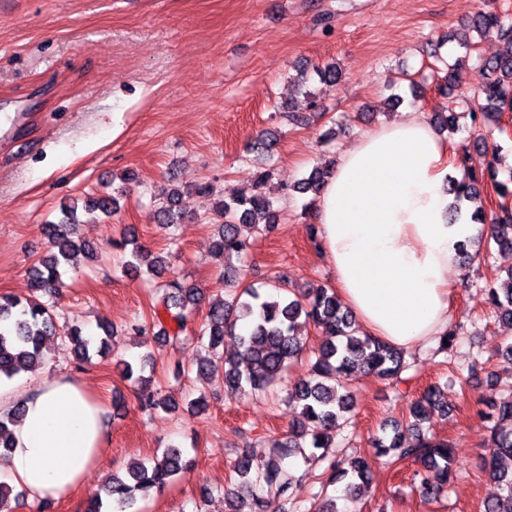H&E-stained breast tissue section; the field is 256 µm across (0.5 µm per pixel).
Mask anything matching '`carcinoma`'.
<instances>
[{"mask_svg":"<svg viewBox=\"0 0 512 512\" xmlns=\"http://www.w3.org/2000/svg\"><path fill=\"white\" fill-rule=\"evenodd\" d=\"M496 31L501 41L500 52L480 62L482 81L478 96L481 103L472 106L462 94L454 93L452 72L444 67L445 76L436 82V90L443 103L437 105L434 124L441 132L453 135L460 131V120L468 121L469 136L477 146L487 147L484 132L499 126L501 116L512 111V16L497 10H483L463 29L448 35L468 51L475 49L470 33ZM320 80L333 84L342 81L343 72L334 63L314 67ZM307 69H300L297 80L298 98L283 108L288 121L298 124L304 113L317 108L316 96L307 88ZM502 158L496 150L490 151L486 167L497 195L506 200L512 198V167L508 178H498ZM463 177L451 180L449 192L454 194L453 216H458L460 204L473 202L480 197L475 173L466 169L465 158L459 159ZM334 163L317 166L309 175L293 186H283L287 195L291 192L312 193L318 196ZM271 177L268 170L253 173L254 192L249 196H231L212 204L216 216V233L212 242L214 256L221 260L224 272L225 296L209 303L205 316L193 326L192 332L199 343L210 349L224 343V337L233 339L236 348L224 353V394L229 397L259 396L273 391L285 382L288 369L303 360L307 340L304 330L312 326L322 336L313 355L308 358L305 372L292 387L286 390L289 401L300 408L298 416L288 431V438L277 449V455L267 460H257L244 452L235 462L239 477L235 488L225 493L230 512H265V495H289L298 477L286 469L284 461L295 453H305L306 447L323 451L331 447L336 422L355 409L352 382L361 373L394 383L402 381L406 369L404 352L367 334L357 336L351 329L353 320L332 287L318 285L301 292L286 288V279L255 286L244 284L242 273L231 270L233 259H241L248 252L249 240L244 231L265 233L276 222L277 210L274 199L265 192ZM123 190L114 195L83 200V210L112 215V205ZM181 192H171L168 204L159 207L163 225L171 227L181 217L179 202ZM63 218L57 224L47 226L50 248L29 268L30 284L34 292L48 297L44 302L36 297L25 301L11 296H0V376L8 379L39 369L44 360L45 342L61 335L73 350L77 360L84 362L95 354L107 355L112 351L114 331L101 327L104 335L91 338L83 327L73 323L62 329L55 324V299L62 288L66 269L81 253L89 258L98 255L89 242L75 235L78 224V203L61 208ZM478 224H489L492 233L487 243L494 244L498 252L512 256V210L503 206L496 213H489L479 206L473 213ZM126 271L146 275L153 281L165 276L169 262L161 257L148 258L144 245H136L129 258L122 261ZM160 288L166 290L163 301L164 320L138 325L135 330L142 336L152 335L156 343L165 344L178 339L188 328L190 316L203 300L200 289L173 278ZM488 300L501 321L512 323V265L505 277H496L487 284ZM123 377L134 387L141 408L176 409V404L159 396L152 389V376L146 369L154 368V353L146 352L134 364L118 359ZM495 415H487L491 426L486 428L483 446L488 449L484 459L488 476L497 484L498 493L484 506V512H512V390L494 405ZM447 415L448 407L438 399V388H428L420 399L409 407L408 427L417 433V442H405L400 424H390L392 436L389 442L373 440L375 452L370 457L333 460L321 473L322 488L346 481L345 491L354 492L370 480L371 467L384 457L386 464L409 459L418 466L415 485L420 497L429 502L447 491L454 463L448 441L428 436L422 431L430 411ZM21 410L0 415V449L13 447L12 426L20 417ZM188 467L183 450L171 446L151 458L131 461L122 474H114L106 480L112 502L101 498L91 500L84 512H140L139 502L151 493H160L182 475Z\"/></svg>","mask_w":512,"mask_h":512,"instance_id":"1","label":"carcinoma"}]
</instances>
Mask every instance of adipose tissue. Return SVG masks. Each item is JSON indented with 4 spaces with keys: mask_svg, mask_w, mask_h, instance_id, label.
Returning a JSON list of instances; mask_svg holds the SVG:
<instances>
[{
    "mask_svg": "<svg viewBox=\"0 0 512 512\" xmlns=\"http://www.w3.org/2000/svg\"><path fill=\"white\" fill-rule=\"evenodd\" d=\"M448 172L446 144L408 111L340 155L315 205L339 297L368 335L404 350L446 333L458 246L489 233L467 209L449 223ZM17 406L0 482L32 501L69 497L106 453L103 402L63 371L24 391L0 377V412Z\"/></svg>",
    "mask_w": 512,
    "mask_h": 512,
    "instance_id": "ef3b65f1",
    "label": "adipose tissue"
}]
</instances>
